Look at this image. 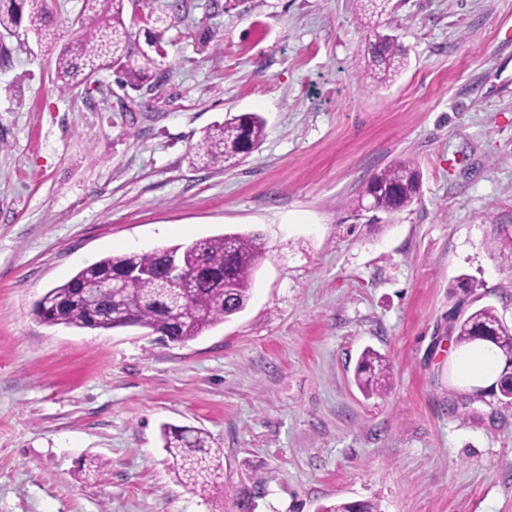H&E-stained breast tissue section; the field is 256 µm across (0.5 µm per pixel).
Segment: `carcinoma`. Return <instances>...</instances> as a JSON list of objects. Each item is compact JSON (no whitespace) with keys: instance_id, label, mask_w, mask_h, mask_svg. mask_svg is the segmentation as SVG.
I'll return each mask as SVG.
<instances>
[{"instance_id":"cac0c4a2","label":"carcinoma","mask_w":512,"mask_h":512,"mask_svg":"<svg viewBox=\"0 0 512 512\" xmlns=\"http://www.w3.org/2000/svg\"><path fill=\"white\" fill-rule=\"evenodd\" d=\"M129 0H84L74 19L71 37L58 44L50 29L48 0H0V36L32 33L54 55L56 86L63 92L88 82L102 70L122 75L120 87L140 91L149 84L166 57L162 36H146L145 45L132 39L140 22L158 27L167 19L135 14L125 17ZM389 0L361 5L364 71L373 83L386 84L408 66L406 48L385 31L382 16ZM264 135L256 113L227 117L209 128L194 147L193 165L233 166L252 152ZM364 195L374 209L396 214L411 207L420 195V171L411 162H397L374 174ZM264 252L256 235L224 233L189 243L107 256L79 270L70 280L48 290L33 314L47 325L90 330L148 328L172 343H185L242 311L249 299L253 275ZM456 343L466 347L484 340L497 348L505 366L489 387L504 405H512V327L484 306L456 323ZM358 385L367 394L385 387L384 365L373 350L362 352L356 370ZM162 448L171 457L176 477L201 491L221 485L219 451L208 435L191 427L164 424ZM317 512H378L369 501H338Z\"/></svg>"}]
</instances>
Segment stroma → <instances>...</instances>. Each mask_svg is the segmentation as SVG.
I'll use <instances>...</instances> for the list:
<instances>
[{"label": "stroma", "mask_w": 512, "mask_h": 512, "mask_svg": "<svg viewBox=\"0 0 512 512\" xmlns=\"http://www.w3.org/2000/svg\"><path fill=\"white\" fill-rule=\"evenodd\" d=\"M147 8L174 26L136 93L110 70L60 92L35 37L0 42V512H237L178 481L165 424L206 432L256 512H512V407L449 360L457 318L489 305L512 326V0H391L409 63L380 87L357 78V0ZM244 112L257 148L189 163ZM403 160L419 203L360 210ZM228 232L266 243L250 299L187 343L32 314L104 257ZM368 347L390 370L370 397ZM384 359L371 349H365L358 361V385L368 395L379 394L385 387Z\"/></svg>", "instance_id": "obj_1"}]
</instances>
